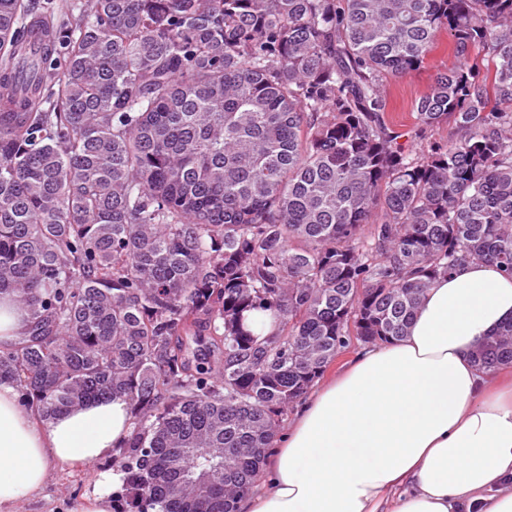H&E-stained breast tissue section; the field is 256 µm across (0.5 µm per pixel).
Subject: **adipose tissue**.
Returning a JSON list of instances; mask_svg holds the SVG:
<instances>
[{"label": "adipose tissue", "instance_id": "ef3b65f1", "mask_svg": "<svg viewBox=\"0 0 512 512\" xmlns=\"http://www.w3.org/2000/svg\"><path fill=\"white\" fill-rule=\"evenodd\" d=\"M510 322L512 276L496 265L437 278L404 336L314 387L241 512H512V380L475 362ZM128 435L123 398L40 423L1 382L0 512L41 490L53 465L98 462Z\"/></svg>", "mask_w": 512, "mask_h": 512}]
</instances>
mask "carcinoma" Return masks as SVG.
I'll return each instance as SVG.
<instances>
[{"label":"carcinoma","instance_id":"cac0c4a2","mask_svg":"<svg viewBox=\"0 0 512 512\" xmlns=\"http://www.w3.org/2000/svg\"><path fill=\"white\" fill-rule=\"evenodd\" d=\"M442 31L415 121L458 133L414 151L382 79ZM469 260L512 274V0H0V381L43 421L128 402L121 512H238L351 338ZM27 319L8 295L0 298V346L14 345L27 328Z\"/></svg>","mask_w":512,"mask_h":512}]
</instances>
